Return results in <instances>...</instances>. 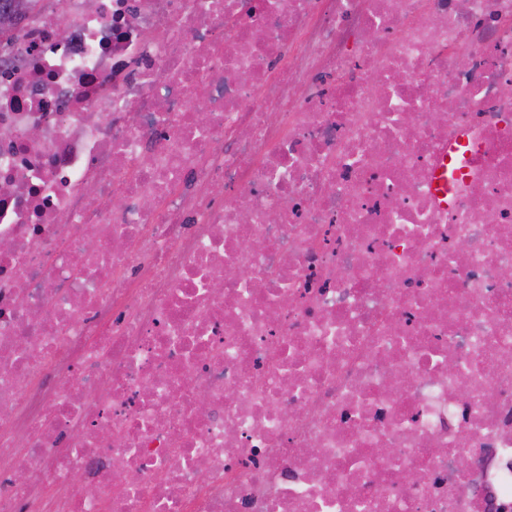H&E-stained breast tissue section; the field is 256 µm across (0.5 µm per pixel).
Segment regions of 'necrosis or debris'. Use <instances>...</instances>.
Instances as JSON below:
<instances>
[{
    "label": "necrosis or debris",
    "mask_w": 512,
    "mask_h": 512,
    "mask_svg": "<svg viewBox=\"0 0 512 512\" xmlns=\"http://www.w3.org/2000/svg\"><path fill=\"white\" fill-rule=\"evenodd\" d=\"M48 3L0 53V512H512V0Z\"/></svg>",
    "instance_id": "obj_1"
}]
</instances>
